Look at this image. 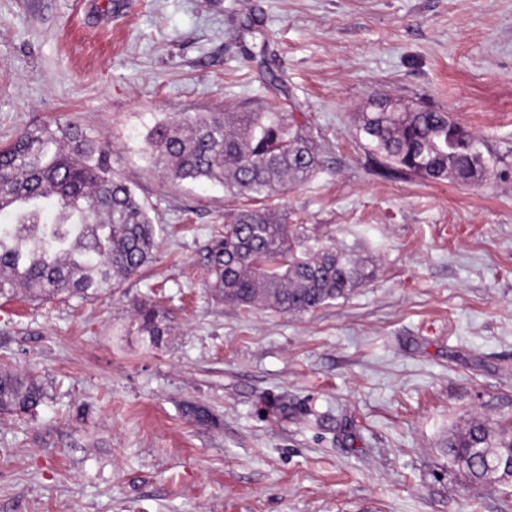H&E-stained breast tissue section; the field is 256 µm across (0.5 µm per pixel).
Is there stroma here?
<instances>
[{"instance_id":"35a3bbf8","label":"stroma","mask_w":512,"mask_h":512,"mask_svg":"<svg viewBox=\"0 0 512 512\" xmlns=\"http://www.w3.org/2000/svg\"><path fill=\"white\" fill-rule=\"evenodd\" d=\"M375 95L479 134L491 179L375 170L358 131ZM271 109L323 166L265 208L375 261L311 313L215 298L204 249L243 202L170 181L146 143L189 113ZM69 117L160 244L107 295L0 298V370L46 389L0 415V512H512V486L472 485L442 449L474 419L512 423V0H0V145ZM145 300L170 317L156 348ZM135 311L139 324L138 331L142 336H147L145 343L152 348L161 345L163 337L168 336L170 329L165 323V313L150 302H141Z\"/></svg>"}]
</instances>
